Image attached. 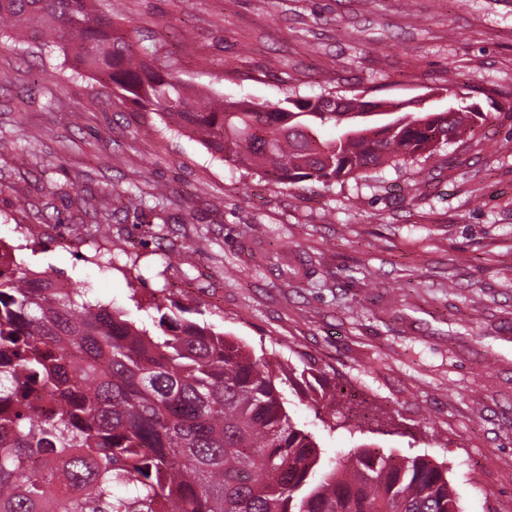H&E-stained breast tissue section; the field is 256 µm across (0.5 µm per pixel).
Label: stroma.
<instances>
[{
  "mask_svg": "<svg viewBox=\"0 0 512 512\" xmlns=\"http://www.w3.org/2000/svg\"><path fill=\"white\" fill-rule=\"evenodd\" d=\"M149 57L227 100L293 90L512 102V0H96ZM512 116L424 166L277 187L53 46L0 42V249L143 314L160 294L268 360L323 458L372 444L512 512ZM144 189L107 238L94 197ZM180 261L166 265L169 254ZM327 397L307 401L304 369Z\"/></svg>",
  "mask_w": 512,
  "mask_h": 512,
  "instance_id": "1",
  "label": "stroma"
}]
</instances>
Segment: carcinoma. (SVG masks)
<instances>
[{
	"mask_svg": "<svg viewBox=\"0 0 512 512\" xmlns=\"http://www.w3.org/2000/svg\"><path fill=\"white\" fill-rule=\"evenodd\" d=\"M32 32L274 185H329L414 164L512 111L442 112L289 94L268 107L203 97L139 54L93 0H0V28ZM338 127L332 140L319 135ZM152 327L88 289L0 254V512H462L444 466L363 446L327 465L286 412L269 363L157 300Z\"/></svg>",
	"mask_w": 512,
	"mask_h": 512,
	"instance_id": "obj_1",
	"label": "carcinoma"
}]
</instances>
